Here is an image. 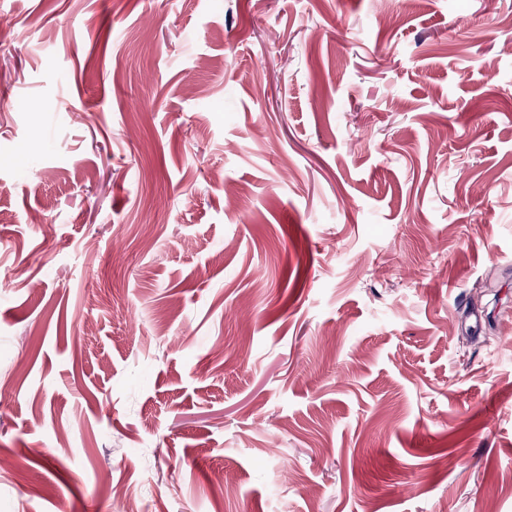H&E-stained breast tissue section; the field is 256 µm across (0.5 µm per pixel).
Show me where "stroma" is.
Listing matches in <instances>:
<instances>
[{
    "instance_id": "obj_1",
    "label": "stroma",
    "mask_w": 512,
    "mask_h": 512,
    "mask_svg": "<svg viewBox=\"0 0 512 512\" xmlns=\"http://www.w3.org/2000/svg\"><path fill=\"white\" fill-rule=\"evenodd\" d=\"M0 20V512H512V0Z\"/></svg>"
}]
</instances>
